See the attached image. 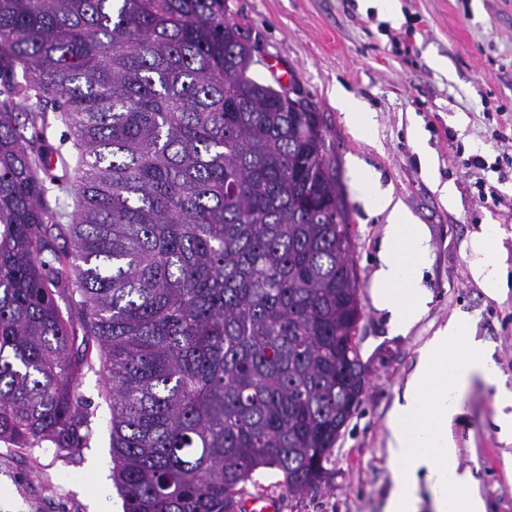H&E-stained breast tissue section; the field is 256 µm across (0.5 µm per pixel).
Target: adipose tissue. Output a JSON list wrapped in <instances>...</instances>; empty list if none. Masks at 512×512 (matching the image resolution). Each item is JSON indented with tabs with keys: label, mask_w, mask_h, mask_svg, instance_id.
Here are the masks:
<instances>
[{
	"label": "adipose tissue",
	"mask_w": 512,
	"mask_h": 512,
	"mask_svg": "<svg viewBox=\"0 0 512 512\" xmlns=\"http://www.w3.org/2000/svg\"><path fill=\"white\" fill-rule=\"evenodd\" d=\"M353 182L369 208L387 216L384 255L371 288L373 303L389 310L398 328H407L431 300L421 284L429 235L400 202L378 189L373 170L357 168ZM498 239L497 225L487 224L470 243L472 274L492 297L501 294L505 279L494 258ZM476 381L494 389L499 407L512 405V390L504 386L486 344L467 334L462 323H449L426 343L401 401L389 415L391 488L383 512H418L423 488L430 493L434 512H485L470 470L460 466L452 433L453 420Z\"/></svg>",
	"instance_id": "obj_1"
}]
</instances>
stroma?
I'll return each mask as SVG.
<instances>
[{"label":"stroma","instance_id":"obj_1","mask_svg":"<svg viewBox=\"0 0 512 512\" xmlns=\"http://www.w3.org/2000/svg\"><path fill=\"white\" fill-rule=\"evenodd\" d=\"M394 5L396 25L366 0H224L225 17L248 29L251 75L268 82L287 74L322 114L364 283L356 336L366 367L361 406L333 451L329 483L295 496L279 471H263L261 491L276 499L277 512H381L390 487L389 414L421 349L449 321H462L492 349L512 389V173L503 178L490 169L512 155V129L506 138L495 135L502 115L512 116V0ZM340 87L366 103L369 137L354 134L337 108ZM476 154L486 169L469 166ZM357 167L373 169L381 189L429 232L422 285L432 300L404 333L372 302L386 217L355 190ZM486 224L501 230L495 257L506 268L508 291L498 298L470 270V241ZM77 395L88 426L80 447L60 451L46 440L21 450L0 441V512H92L100 493L112 512H124L112 484L111 411L99 353L85 366ZM494 413L492 391L473 384L453 435L486 512H512V466L505 463L512 442L500 437Z\"/></svg>","mask_w":512,"mask_h":512}]
</instances>
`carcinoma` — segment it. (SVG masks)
<instances>
[{
    "label": "carcinoma",
    "mask_w": 512,
    "mask_h": 512,
    "mask_svg": "<svg viewBox=\"0 0 512 512\" xmlns=\"http://www.w3.org/2000/svg\"><path fill=\"white\" fill-rule=\"evenodd\" d=\"M251 58L224 0H0V84L36 99L0 102V440L78 447L96 346L125 512H242L265 468L320 487L365 390L320 113ZM50 102L83 159L56 180L70 224L44 201Z\"/></svg>",
    "instance_id": "carcinoma-1"
}]
</instances>
